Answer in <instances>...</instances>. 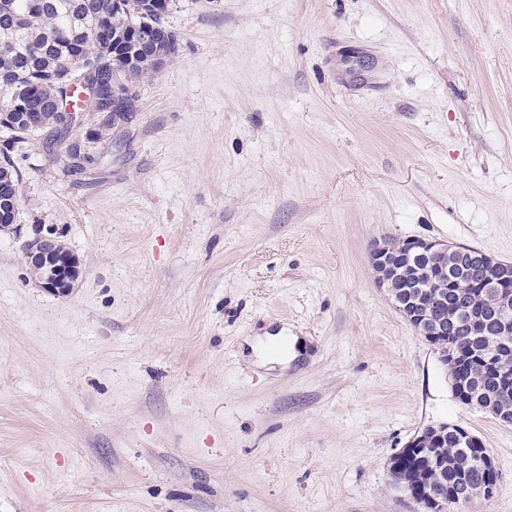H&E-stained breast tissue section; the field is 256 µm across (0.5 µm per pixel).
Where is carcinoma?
Returning <instances> with one entry per match:
<instances>
[{
  "label": "carcinoma",
  "mask_w": 512,
  "mask_h": 512,
  "mask_svg": "<svg viewBox=\"0 0 512 512\" xmlns=\"http://www.w3.org/2000/svg\"><path fill=\"white\" fill-rule=\"evenodd\" d=\"M8 16L0 12V24L16 23L9 36L0 35V57L13 60L14 73L0 72V111L21 101L28 112H56L49 139L65 137L72 128L71 115L83 106L69 107L72 88L64 83L68 68L96 62L91 81L106 86L112 69V32L123 30L124 22L112 14V0H8ZM19 174L10 157L0 161V198L16 200ZM481 278L452 275L444 282L447 298L435 309L446 318L448 333L430 336L435 348L444 345L453 352L448 376L454 378V397L468 407L474 402L512 403V336L490 326L475 333L464 301ZM435 448L445 468L434 469L427 455L407 449L399 458L398 476L407 479V492L415 501L448 500V512H463L470 499L492 497L487 487L496 486L498 475L482 466L486 448L473 435L466 443L448 433Z\"/></svg>",
  "instance_id": "1"
}]
</instances>
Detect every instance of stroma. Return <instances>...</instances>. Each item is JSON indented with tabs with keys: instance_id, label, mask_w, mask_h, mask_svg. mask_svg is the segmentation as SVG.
I'll return each mask as SVG.
<instances>
[{
	"instance_id": "1",
	"label": "stroma",
	"mask_w": 512,
	"mask_h": 512,
	"mask_svg": "<svg viewBox=\"0 0 512 512\" xmlns=\"http://www.w3.org/2000/svg\"><path fill=\"white\" fill-rule=\"evenodd\" d=\"M177 52L124 121L10 143L0 235V512H420L390 460L430 424L499 473L512 424L463 407L376 287L373 241L512 262V0H171ZM80 262L35 287L34 225ZM302 343L260 365L255 344ZM1 155H3V160L0 161L2 163L0 169V177H1V198L2 200H15L18 202L17 195V186L19 185V174L17 169L14 167L10 157L5 154L1 149Z\"/></svg>"
}]
</instances>
